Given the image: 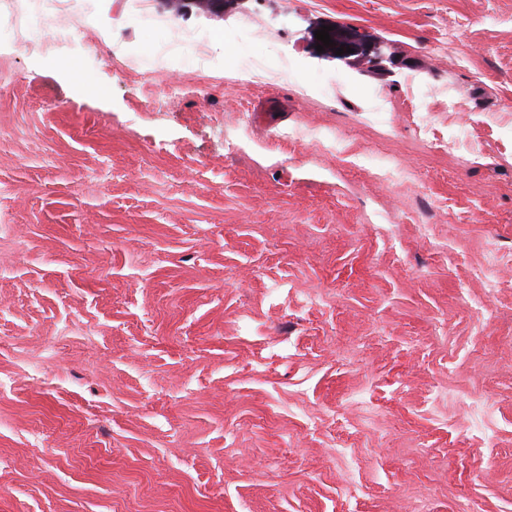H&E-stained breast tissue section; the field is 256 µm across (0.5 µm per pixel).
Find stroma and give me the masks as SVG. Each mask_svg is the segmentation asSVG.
I'll return each mask as SVG.
<instances>
[{"label":"stroma","mask_w":512,"mask_h":512,"mask_svg":"<svg viewBox=\"0 0 512 512\" xmlns=\"http://www.w3.org/2000/svg\"><path fill=\"white\" fill-rule=\"evenodd\" d=\"M62 26L0 0V512H512V0Z\"/></svg>","instance_id":"1"}]
</instances>
